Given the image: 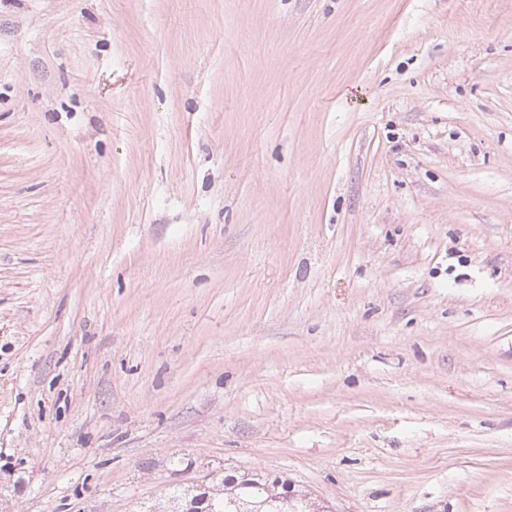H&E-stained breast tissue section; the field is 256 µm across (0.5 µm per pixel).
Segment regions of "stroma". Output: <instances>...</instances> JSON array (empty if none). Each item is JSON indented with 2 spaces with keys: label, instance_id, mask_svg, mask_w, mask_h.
<instances>
[{
  "label": "stroma",
  "instance_id": "obj_1",
  "mask_svg": "<svg viewBox=\"0 0 512 512\" xmlns=\"http://www.w3.org/2000/svg\"><path fill=\"white\" fill-rule=\"evenodd\" d=\"M244 471L512 512V0H0L7 512Z\"/></svg>",
  "mask_w": 512,
  "mask_h": 512
}]
</instances>
